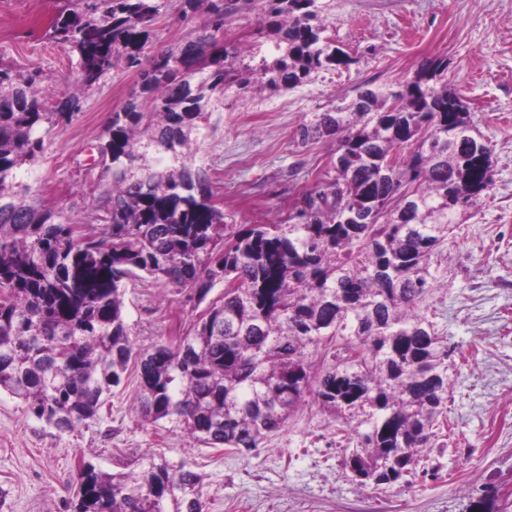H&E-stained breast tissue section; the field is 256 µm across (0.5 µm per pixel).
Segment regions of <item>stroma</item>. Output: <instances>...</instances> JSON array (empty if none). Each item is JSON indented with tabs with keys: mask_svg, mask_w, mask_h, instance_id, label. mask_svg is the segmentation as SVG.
Wrapping results in <instances>:
<instances>
[{
	"mask_svg": "<svg viewBox=\"0 0 512 512\" xmlns=\"http://www.w3.org/2000/svg\"><path fill=\"white\" fill-rule=\"evenodd\" d=\"M63 4L0 0V64L38 72L46 106L79 92L80 111L51 130L24 180L43 207L93 224L107 184L90 175L89 148L112 112L145 96L136 69L123 65L81 88L77 53L46 36ZM239 6L220 43L263 41L259 0ZM204 21L185 0H162L151 53L194 40ZM325 24L349 66L319 71L288 90L229 89L222 104L208 108L191 150L235 223L283 222L336 160L331 142L300 141L301 124L363 89L399 86L423 61L447 59L449 87L493 147L494 185L433 258L439 287L429 310L455 350L456 370L451 430L425 451L423 473L404 489L356 486L336 446L335 422L314 405L249 452L196 444L174 423L139 420L130 370L99 419L66 433L0 393V512H68L83 456L107 472L147 455L184 463L202 476L203 512H465L483 485L512 494V0H333ZM124 303L140 351L185 333L203 310L190 289L143 275L126 279Z\"/></svg>",
	"mask_w": 512,
	"mask_h": 512,
	"instance_id": "stroma-1",
	"label": "stroma"
}]
</instances>
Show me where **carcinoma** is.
Listing matches in <instances>:
<instances>
[{"label": "carcinoma", "instance_id": "carcinoma-1", "mask_svg": "<svg viewBox=\"0 0 512 512\" xmlns=\"http://www.w3.org/2000/svg\"><path fill=\"white\" fill-rule=\"evenodd\" d=\"M162 0H66L48 36L77 52L84 87L146 56ZM200 34L140 72L151 109L112 113L95 146L112 176L104 224L35 204L18 181L45 136L80 110L47 111L36 76L0 65V392L60 433L99 417L129 363L142 420L176 423L213 448H256L303 406L339 423L344 466L361 486L410 484L442 436L453 384L447 338L422 309L435 251L493 186V149L448 90V60L396 89H365L299 129L336 146L333 172L284 224H230L191 134L217 91L293 88L350 64L326 35L319 0H263L271 53L219 42L231 0H186ZM258 63L251 64V61ZM209 301L191 329L135 350L124 280L137 273ZM202 477L164 457L108 473L82 459L70 512H202ZM468 512H512L483 488Z\"/></svg>", "mask_w": 512, "mask_h": 512}]
</instances>
